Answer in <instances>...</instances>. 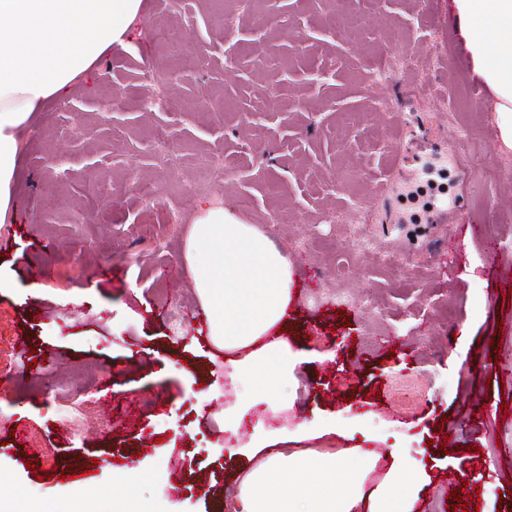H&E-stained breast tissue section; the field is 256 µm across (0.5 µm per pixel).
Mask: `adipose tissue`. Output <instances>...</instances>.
Masks as SVG:
<instances>
[{
	"label": "adipose tissue",
	"instance_id": "adipose-tissue-1",
	"mask_svg": "<svg viewBox=\"0 0 512 512\" xmlns=\"http://www.w3.org/2000/svg\"><path fill=\"white\" fill-rule=\"evenodd\" d=\"M452 10L465 64L490 92L497 140L510 152L512 0H452ZM141 14L142 0H0V226L16 220L14 175L33 114L126 44ZM184 263L208 339L225 352V387L251 386L224 409L234 437L260 410L279 411L280 390L304 360L285 335L293 269L268 234L211 205L189 226ZM290 438L269 429L241 446L250 466L237 483L238 512H421L425 479L400 448L371 488L380 454L292 450Z\"/></svg>",
	"mask_w": 512,
	"mask_h": 512
}]
</instances>
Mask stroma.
I'll use <instances>...</instances> for the list:
<instances>
[{
	"label": "stroma",
	"mask_w": 512,
	"mask_h": 512,
	"mask_svg": "<svg viewBox=\"0 0 512 512\" xmlns=\"http://www.w3.org/2000/svg\"><path fill=\"white\" fill-rule=\"evenodd\" d=\"M189 2L143 0L122 55L33 116L17 221L0 230V499L21 489L65 512L117 469L159 512H224L248 464L222 447L236 396L210 393L224 353L205 340L187 227L164 221L216 154L232 164L229 186L199 202L238 210L282 250L296 345L319 354L283 391L274 426L306 430L300 447L321 451L400 446L431 477L424 512H450L452 460L467 458L465 497L512 512V281L500 276L512 267V152L479 109L489 93L464 64L451 0H348L363 24L344 41L325 31L337 0H255L232 31L216 22L227 0ZM417 22L437 31L433 45L411 42ZM405 41L415 73L364 79L377 51ZM157 66L177 102L168 112L144 107ZM454 94L483 137L457 139L439 105ZM383 101L410 122L394 124ZM485 168L499 179H480ZM380 180L395 192L372 196ZM353 194L366 223L327 222ZM340 262L352 277L337 280ZM333 422L351 437L318 435ZM19 425L38 437L42 478L25 466ZM100 455L109 463L93 474L51 477L64 458Z\"/></svg>",
	"instance_id": "35a3bbf8"
}]
</instances>
